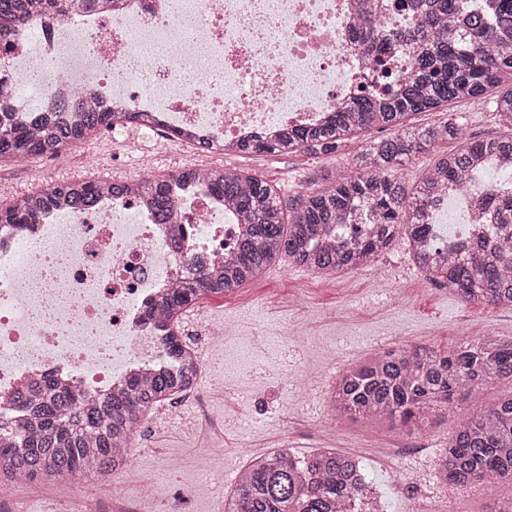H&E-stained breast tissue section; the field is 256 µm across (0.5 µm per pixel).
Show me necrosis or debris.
Returning <instances> with one entry per match:
<instances>
[{
  "label": "necrosis or debris",
  "instance_id": "necrosis-or-debris-1",
  "mask_svg": "<svg viewBox=\"0 0 512 512\" xmlns=\"http://www.w3.org/2000/svg\"><path fill=\"white\" fill-rule=\"evenodd\" d=\"M380 0L391 66L413 63L415 21ZM360 0H93L35 17L0 45V88L16 94L0 125L31 126L23 95L74 125L67 103L124 113L113 136L162 134L171 149L276 141L348 107L370 80L375 50L360 42ZM512 183L499 161L477 169L437 211L480 217L490 191ZM174 210L158 223L138 197L98 196L85 211L42 210L33 224H0V419L44 377L107 400L130 376L168 365L164 328L146 311L192 269L223 261L240 217L202 178L173 177Z\"/></svg>",
  "mask_w": 512,
  "mask_h": 512
}]
</instances>
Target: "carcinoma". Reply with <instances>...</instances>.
Instances as JSON below:
<instances>
[{
	"instance_id": "cac0c4a2",
	"label": "carcinoma",
	"mask_w": 512,
	"mask_h": 512,
	"mask_svg": "<svg viewBox=\"0 0 512 512\" xmlns=\"http://www.w3.org/2000/svg\"><path fill=\"white\" fill-rule=\"evenodd\" d=\"M84 2L0 0V43L10 42L33 14L67 13ZM472 2L394 0L396 7L419 16L414 65L398 85L380 93L361 90L349 109L321 126L288 131L275 143L239 148L284 155L333 153L361 130H392L391 136L365 147L354 173L336 176L289 206L261 178L222 167L207 169L209 186L240 211L244 231L224 263L196 270L156 303L161 322L171 329L163 344L179 369L158 370L148 379L134 376L106 402L89 401L50 382L36 387L26 398L31 419L9 425L0 442V483L57 484L122 470L144 419L197 378L199 360L182 340L178 317L204 296L228 294L255 280L283 256L318 272L341 274L371 266L403 231L414 263L430 282L448 284V291L465 303L512 308V189L490 195L485 225L472 226L471 242L455 252L428 222L434 196L446 188H462L478 159L494 157L512 166V135L464 141L414 184L398 174L416 153L461 134L454 114L436 127L411 124L414 114L494 90L493 112L512 130V0H491L489 12L471 7ZM69 107L84 113L81 126L39 117L31 132L0 127V161L33 159L94 138L103 113L89 110L79 95ZM169 181L158 176L137 182L161 224L170 218L173 205ZM127 188L97 180L54 185L24 201L0 199V224L35 223L41 205L52 197H68L73 207L87 209L95 196L109 191L117 196ZM362 204L374 213V222L366 227L349 223L350 213ZM502 380L512 383V341L477 335L446 353L401 347L355 363L336 380L331 404L341 417L421 429L433 416L450 411L458 392L465 391L473 410L456 422L437 478L454 488L479 484L493 491L512 484V395L485 405L482 394L488 384ZM365 482L357 455L319 448L299 456L290 448H274L252 459L240 474L227 512H349Z\"/></svg>"
}]
</instances>
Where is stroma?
Instances as JSON below:
<instances>
[{
  "label": "stroma",
  "mask_w": 512,
  "mask_h": 512,
  "mask_svg": "<svg viewBox=\"0 0 512 512\" xmlns=\"http://www.w3.org/2000/svg\"><path fill=\"white\" fill-rule=\"evenodd\" d=\"M460 116L463 136L481 139L506 134L489 98L451 104ZM371 129L347 141L336 153L290 155L237 153L199 156L184 148L149 154L151 138L130 133L104 138L105 163L111 175H138L150 156L155 175L175 165L224 166L273 184L285 201L334 179L361 152L382 138ZM90 172L77 151L40 157L30 166L0 164V177L18 189L39 180L73 181ZM184 338L202 347L206 373L198 397L167 401L151 413L137 435L135 454L122 474L123 497L111 489L80 481L68 485L28 483L15 501L0 499V512H224L236 473L272 448L300 455L334 448L361 456L377 487L384 512H490L494 501L512 500V486L495 496L480 489L456 490L440 483L436 468L457 416L470 403L458 399L454 412L433 417L425 428L367 424L334 416L328 395L338 376L371 353L406 346L440 351L473 334L512 340V309L462 302L447 286L429 282L413 265L405 240H398L373 267L339 276L325 275L286 260L272 263L258 279L233 293L205 297L181 317ZM231 326L223 344H205L209 328ZM340 352L330 360L331 349ZM197 418L196 426L180 416ZM224 443L209 468L198 457L210 442ZM427 478L412 485L415 472ZM210 481L214 492L191 497L189 486Z\"/></svg>",
  "instance_id": "35a3bbf8"
}]
</instances>
